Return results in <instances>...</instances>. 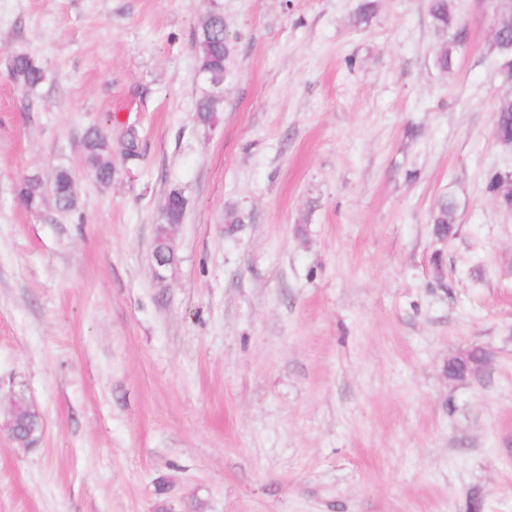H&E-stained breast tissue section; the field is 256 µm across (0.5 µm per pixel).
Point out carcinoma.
<instances>
[{
	"label": "carcinoma",
	"instance_id": "obj_1",
	"mask_svg": "<svg viewBox=\"0 0 512 512\" xmlns=\"http://www.w3.org/2000/svg\"><path fill=\"white\" fill-rule=\"evenodd\" d=\"M429 16L438 41L432 48L433 63L443 72L452 68L457 54L465 44V29L459 22L454 0H430ZM195 52L198 72L209 87L196 104V119L209 124L219 111L223 100L215 95L216 88L232 72L234 64V46L224 31V18L215 11L207 12L195 39ZM10 70L14 78L34 91L45 80V70L32 57L16 54L10 59ZM493 133L497 141L508 145L512 143V96L500 98L494 107ZM84 159L90 171L101 183H108L112 176V146L109 139L97 128L89 129L83 139ZM51 191L58 210L69 212L75 206L73 194V177L69 170L57 171ZM486 191L504 210H512V183L502 181L498 172L488 175ZM22 197L31 208L38 207L44 198L42 183L33 179L22 189ZM181 219V213L171 211L162 215V222L155 227L154 243L161 252H167L173 246L170 239V225ZM457 221V203L453 196L447 195L439 200L431 216L433 232L440 238L452 233V226ZM479 360L481 352L474 348L468 353L448 361V371L459 377L462 375L465 359ZM10 419L17 429L16 444L27 447L31 444L29 432H38L40 421L38 413L20 395L13 397L9 404Z\"/></svg>",
	"mask_w": 512,
	"mask_h": 512
}]
</instances>
